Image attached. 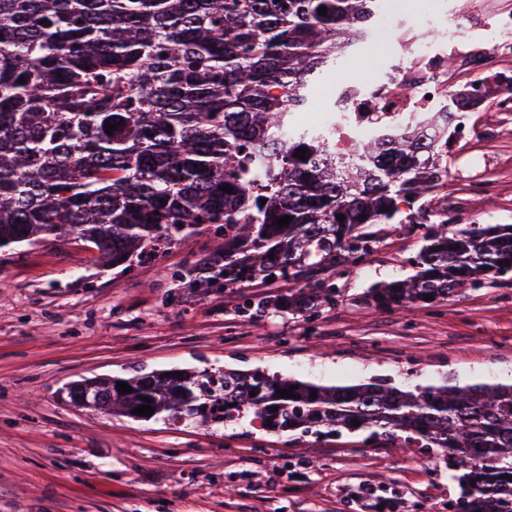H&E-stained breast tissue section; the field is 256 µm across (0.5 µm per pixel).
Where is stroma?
I'll use <instances>...</instances> for the list:
<instances>
[{
  "instance_id": "stroma-1",
  "label": "stroma",
  "mask_w": 512,
  "mask_h": 512,
  "mask_svg": "<svg viewBox=\"0 0 512 512\" xmlns=\"http://www.w3.org/2000/svg\"><path fill=\"white\" fill-rule=\"evenodd\" d=\"M396 35H385L389 20ZM462 36H451L456 25ZM432 45L424 70L447 94L485 85L469 133L448 142V177L435 199L449 230L512 224V0H384L371 36L347 49L340 89L409 62ZM428 230L381 224L378 246L336 278L333 305L304 319L236 307L242 289L175 288L174 271L206 258L201 232L130 268L61 237L0 249V512H451L458 488L431 451L384 437L299 438L242 425L164 417L135 420L71 403L70 385L149 372L255 368L334 386L374 377L406 387L446 379L512 382V272L432 304L378 310L373 284L414 274Z\"/></svg>"
}]
</instances>
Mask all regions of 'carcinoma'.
Here are the masks:
<instances>
[{
	"mask_svg": "<svg viewBox=\"0 0 512 512\" xmlns=\"http://www.w3.org/2000/svg\"><path fill=\"white\" fill-rule=\"evenodd\" d=\"M376 2L0 0V248L72 236L121 266L205 229L217 251L178 273L177 287L286 282L288 292L246 296L239 310L316 315L336 301L333 278L374 250L372 227L429 223L431 204L419 201L448 176L454 105L395 126L374 116L371 135L344 155L323 130L292 125L326 70L369 35ZM107 123L118 125L110 135ZM427 123L437 129L429 139ZM504 270L511 224L450 236L441 221L415 273L374 284L361 302L441 301ZM124 382L133 392L112 391V410L133 419L148 396L152 417L201 425L380 430L436 450L460 490L458 512H512V384L323 386L227 368Z\"/></svg>",
	"mask_w": 512,
	"mask_h": 512,
	"instance_id": "carcinoma-1",
	"label": "carcinoma"
}]
</instances>
